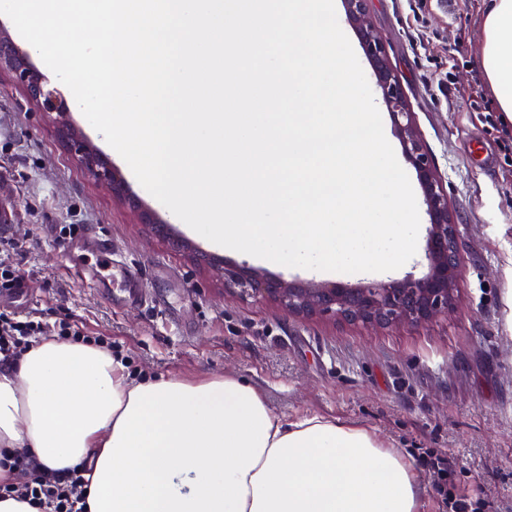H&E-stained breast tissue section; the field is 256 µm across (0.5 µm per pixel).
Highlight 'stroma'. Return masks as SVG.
Here are the masks:
<instances>
[{
	"label": "stroma",
	"mask_w": 512,
	"mask_h": 512,
	"mask_svg": "<svg viewBox=\"0 0 512 512\" xmlns=\"http://www.w3.org/2000/svg\"><path fill=\"white\" fill-rule=\"evenodd\" d=\"M486 0H369L416 128L448 193L458 226V302L422 325H351L300 320L271 302L228 291L195 254L139 224L74 158L12 74L0 70V238L26 275L27 314L54 321L71 312L86 334L112 339L142 376L234 373L265 395L279 416L316 414L363 427L417 457L443 448L460 482L485 512H512V132L483 84L474 52ZM92 228L134 269L143 298L120 307L96 291L83 267L94 256L67 253L69 225ZM423 252L400 269L315 273L268 267L286 280L365 284L422 276Z\"/></svg>",
	"instance_id": "stroma-1"
}]
</instances>
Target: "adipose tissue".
<instances>
[{"instance_id":"obj_1","label":"adipose tissue","mask_w":512,"mask_h":512,"mask_svg":"<svg viewBox=\"0 0 512 512\" xmlns=\"http://www.w3.org/2000/svg\"><path fill=\"white\" fill-rule=\"evenodd\" d=\"M512 120V0H491L476 47ZM88 466L87 512H420L417 474L376 434L275 415L235 374L141 377L121 357L56 336L0 367V486L19 452Z\"/></svg>"}]
</instances>
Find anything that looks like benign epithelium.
I'll list each match as a JSON object with an SVG mask.
<instances>
[{
  "label": "benign epithelium",
  "instance_id": "1",
  "mask_svg": "<svg viewBox=\"0 0 512 512\" xmlns=\"http://www.w3.org/2000/svg\"><path fill=\"white\" fill-rule=\"evenodd\" d=\"M344 3L348 19L362 33L376 84L390 109L405 154L418 176L428 215L424 249L426 272L419 278L351 286L340 282L286 281L244 265L230 266L217 258L212 259L210 266L224 276L225 284L238 288L241 294L256 301H272L293 318L321 316L386 327L428 323L448 313L458 300V227L448 208V194L441 177L416 129L413 112L401 91L398 76L388 61L384 42L370 22L368 0H344ZM3 67L12 70L42 111L57 115L63 137L87 172L109 186L115 198L129 200L124 179L68 122L70 107L66 99L29 66L25 55L0 29V69ZM136 216L139 223L151 226L156 234H169V225L153 211L139 208Z\"/></svg>",
  "mask_w": 512,
  "mask_h": 512
}]
</instances>
